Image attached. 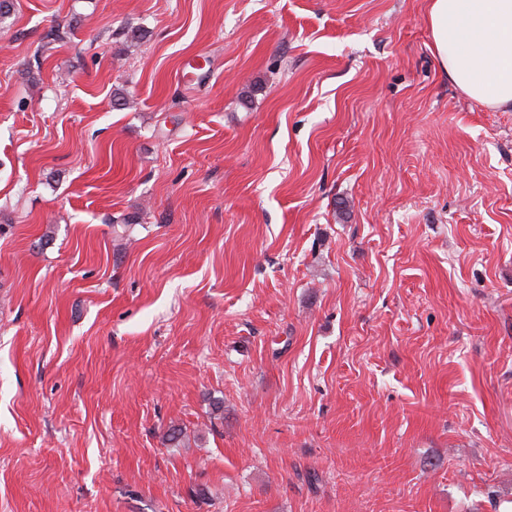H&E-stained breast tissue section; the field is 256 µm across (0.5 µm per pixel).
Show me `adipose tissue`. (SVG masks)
<instances>
[{
    "label": "adipose tissue",
    "instance_id": "ef3b65f1",
    "mask_svg": "<svg viewBox=\"0 0 512 512\" xmlns=\"http://www.w3.org/2000/svg\"><path fill=\"white\" fill-rule=\"evenodd\" d=\"M433 53L468 98L512 110V0H429Z\"/></svg>",
    "mask_w": 512,
    "mask_h": 512
}]
</instances>
